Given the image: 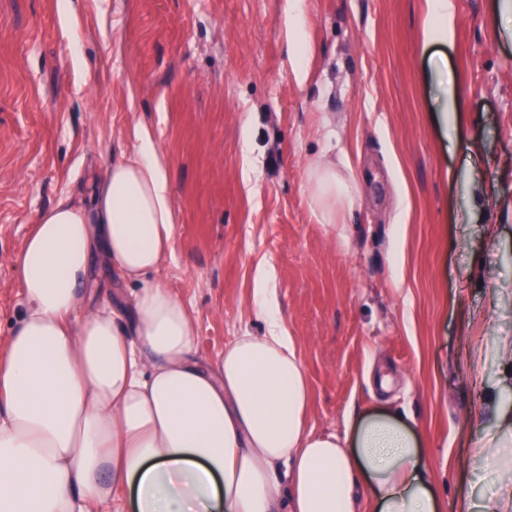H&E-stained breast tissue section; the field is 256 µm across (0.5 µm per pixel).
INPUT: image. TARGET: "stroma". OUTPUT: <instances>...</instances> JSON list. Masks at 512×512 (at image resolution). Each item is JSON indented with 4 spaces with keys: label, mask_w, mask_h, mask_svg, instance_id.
Listing matches in <instances>:
<instances>
[{
    "label": "stroma",
    "mask_w": 512,
    "mask_h": 512,
    "mask_svg": "<svg viewBox=\"0 0 512 512\" xmlns=\"http://www.w3.org/2000/svg\"><path fill=\"white\" fill-rule=\"evenodd\" d=\"M0 0V347L24 306L13 257L39 214L150 128L176 209L160 278L211 361L261 334L260 276L299 343L314 431L390 409L425 434L445 501L491 493L466 467L512 414V0ZM359 181L318 222L310 163ZM302 0H296L295 1V24H294V32H295V38L291 45V52L292 54L297 58V75L301 76L304 73L305 69V61L307 58L308 53V47L306 44H304L300 38V33L302 30V27L305 22L304 13L301 7ZM428 13L433 16L440 28L439 37L443 42H448V19L453 13V0H427Z\"/></svg>",
    "instance_id": "35a3bbf8"
}]
</instances>
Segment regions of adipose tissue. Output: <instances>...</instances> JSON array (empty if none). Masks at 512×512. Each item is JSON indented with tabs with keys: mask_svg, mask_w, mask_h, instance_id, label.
Segmentation results:
<instances>
[{
	"mask_svg": "<svg viewBox=\"0 0 512 512\" xmlns=\"http://www.w3.org/2000/svg\"><path fill=\"white\" fill-rule=\"evenodd\" d=\"M169 156L135 126L90 200L43 211L12 263L24 308L0 354V512H441L420 439L382 410L344 435L309 427L311 390L268 288L261 335L215 362L195 357V325L166 284L176 211ZM321 223L354 175L312 162ZM103 260L131 285L130 316L92 297ZM472 463L497 494L466 512H512V417L478 437Z\"/></svg>",
	"mask_w": 512,
	"mask_h": 512,
	"instance_id": "ef3b65f1",
	"label": "adipose tissue"
}]
</instances>
